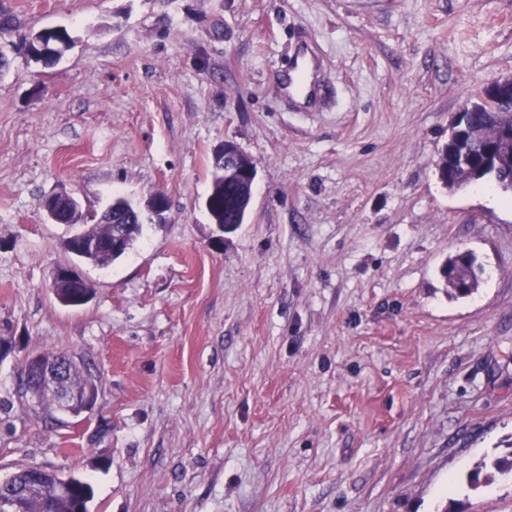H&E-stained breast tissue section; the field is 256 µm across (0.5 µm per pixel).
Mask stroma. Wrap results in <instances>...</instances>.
<instances>
[{"instance_id": "obj_1", "label": "stroma", "mask_w": 512, "mask_h": 512, "mask_svg": "<svg viewBox=\"0 0 512 512\" xmlns=\"http://www.w3.org/2000/svg\"><path fill=\"white\" fill-rule=\"evenodd\" d=\"M0 478L89 481V512H512L471 489L512 453V195L449 191L435 163L464 100L512 76V0H0ZM77 39L44 68L20 35ZM308 41L322 99L280 70ZM257 164L247 219L203 202L216 149ZM95 224L121 196L143 229L75 262L42 203ZM164 197L168 208L151 204ZM484 268L448 296V255ZM74 265L71 309L50 288ZM98 382L92 412L24 396L29 353ZM108 449L112 464L97 459ZM450 492H442L445 483Z\"/></svg>"}]
</instances>
